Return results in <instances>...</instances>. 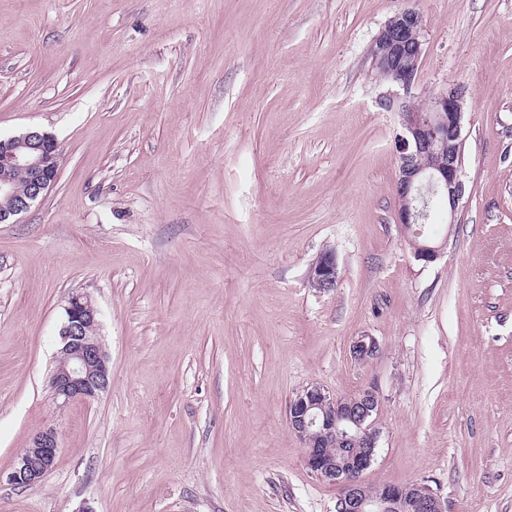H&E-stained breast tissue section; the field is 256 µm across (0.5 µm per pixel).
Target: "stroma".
I'll return each mask as SVG.
<instances>
[{
  "instance_id": "35a3bbf8",
  "label": "stroma",
  "mask_w": 512,
  "mask_h": 512,
  "mask_svg": "<svg viewBox=\"0 0 512 512\" xmlns=\"http://www.w3.org/2000/svg\"><path fill=\"white\" fill-rule=\"evenodd\" d=\"M405 8L415 105L467 90L466 194L453 220L435 201L431 263L397 222L400 116L370 58ZM31 128L60 174L0 224V512H336L287 420L312 383L376 386L366 485L512 512V0H0V136ZM73 292L112 378L64 405ZM46 428L53 469L11 485ZM415 234L418 237L423 236V230L422 229H416ZM424 237V236H423ZM425 243L418 244L415 251H414V257L419 260L423 261L425 263H430L435 261L443 252L446 246V240H443L442 242L438 243L433 237H424ZM421 238H418V240L421 242ZM337 264L333 253H324L312 266L309 280L319 291H330L337 284ZM379 351V344L373 336L363 334L357 336L351 343V357L359 362L366 363L373 359Z\"/></svg>"
}]
</instances>
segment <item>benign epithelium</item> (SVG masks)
Listing matches in <instances>:
<instances>
[{"mask_svg":"<svg viewBox=\"0 0 512 512\" xmlns=\"http://www.w3.org/2000/svg\"><path fill=\"white\" fill-rule=\"evenodd\" d=\"M423 24L411 8L394 15L373 42V69L387 84L383 105L400 112L401 133L397 136L399 155L395 183L397 195L405 204L397 212L402 227L427 223L429 203L441 195L448 203V216L455 221L465 187L460 180L463 152V111L466 90L452 85L433 98L431 107L422 110L412 104L422 55ZM60 153L56 139L39 129H29L7 139L0 138V169L23 175L24 182L0 179V223L27 212L58 181ZM446 242L433 237L417 245L414 257L425 263L435 261ZM337 264L333 253L323 254L312 266L309 280L320 291L337 284ZM65 318L59 332V351L50 377L56 399L67 404L74 400L91 401L106 391L111 382L109 356L99 331V310L86 293L69 296ZM379 351L377 340L367 334L356 337L350 346L351 357L366 363ZM380 398L369 387L353 398H342L320 385H309L288 404L289 428L306 448L305 462L320 481L341 488L337 504L341 512H446L439 497L424 487L411 484L385 485L376 494L363 481V474L374 463L381 429ZM352 443L361 452L342 451L330 455L327 443ZM59 450L52 429L37 433L31 445L19 454L8 474V481L20 488L40 483L55 465Z\"/></svg>","mask_w":512,"mask_h":512,"instance_id":"7a95c632","label":"benign epithelium"}]
</instances>
